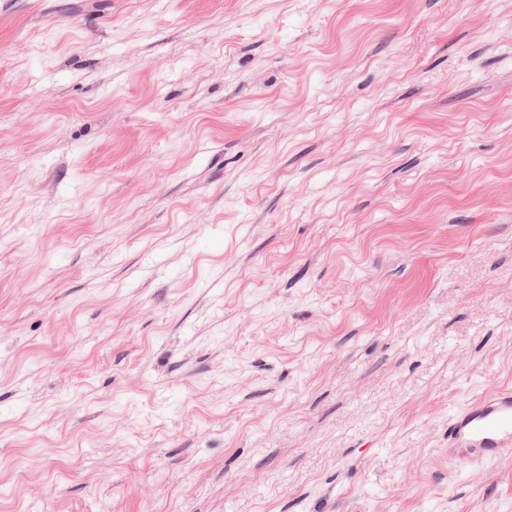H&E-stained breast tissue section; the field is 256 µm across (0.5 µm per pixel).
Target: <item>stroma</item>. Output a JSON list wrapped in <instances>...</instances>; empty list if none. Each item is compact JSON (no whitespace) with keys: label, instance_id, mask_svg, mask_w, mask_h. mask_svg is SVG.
<instances>
[{"label":"stroma","instance_id":"obj_1","mask_svg":"<svg viewBox=\"0 0 512 512\" xmlns=\"http://www.w3.org/2000/svg\"><path fill=\"white\" fill-rule=\"evenodd\" d=\"M512 0H0V512H512ZM512 454V389L461 406L448 417V460L459 468Z\"/></svg>","mask_w":512,"mask_h":512}]
</instances>
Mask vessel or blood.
<instances>
[{"label":"vessel or blood","mask_w":512,"mask_h":512,"mask_svg":"<svg viewBox=\"0 0 512 512\" xmlns=\"http://www.w3.org/2000/svg\"><path fill=\"white\" fill-rule=\"evenodd\" d=\"M512 454V389L461 406L448 418V459L467 468Z\"/></svg>","instance_id":"b4317fda"}]
</instances>
